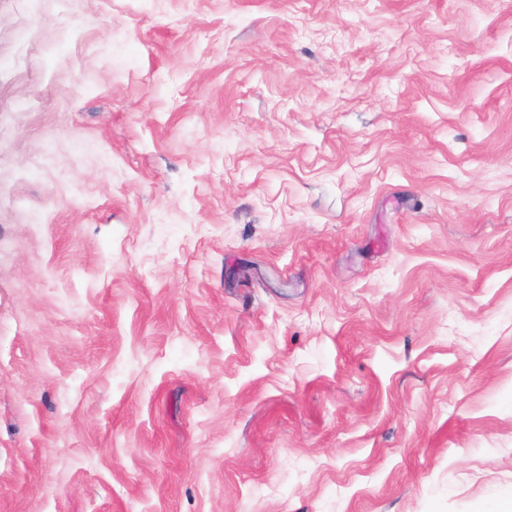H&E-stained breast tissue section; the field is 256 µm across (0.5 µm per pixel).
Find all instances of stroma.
I'll return each mask as SVG.
<instances>
[{"instance_id": "1", "label": "stroma", "mask_w": 512, "mask_h": 512, "mask_svg": "<svg viewBox=\"0 0 512 512\" xmlns=\"http://www.w3.org/2000/svg\"><path fill=\"white\" fill-rule=\"evenodd\" d=\"M512 0H0V512H494Z\"/></svg>"}]
</instances>
